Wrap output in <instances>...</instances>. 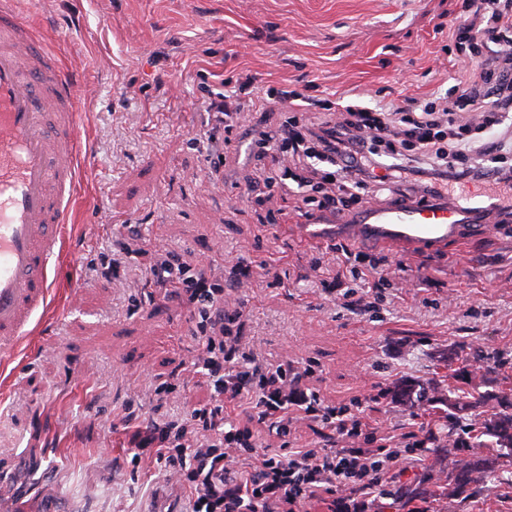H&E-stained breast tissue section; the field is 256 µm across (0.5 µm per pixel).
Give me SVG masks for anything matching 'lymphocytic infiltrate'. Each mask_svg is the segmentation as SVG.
Returning a JSON list of instances; mask_svg holds the SVG:
<instances>
[{"label": "lymphocytic infiltrate", "mask_w": 512, "mask_h": 512, "mask_svg": "<svg viewBox=\"0 0 512 512\" xmlns=\"http://www.w3.org/2000/svg\"><path fill=\"white\" fill-rule=\"evenodd\" d=\"M454 43L463 76L430 100L365 106L354 99L320 112L292 91L241 99L251 78L229 95L208 91L201 106L208 141L221 153V131L250 114L287 104L291 115L259 131L248 190H291L299 203L334 212L344 203L384 191L423 202L458 185L512 187V170L500 166L512 151V0H477L470 21L444 29ZM146 256L143 269L129 257ZM326 292L345 308L367 310L389 288L396 258L366 260L348 247L332 259ZM273 263L239 260L205 268L176 250L144 252L135 236L121 237L102 255L98 278L134 283L186 306L196 318L201 353L194 373L206 377L209 403L174 411V385L151 388L158 415L127 432L133 461L155 459L171 467L187 494L184 512H306L311 501L332 496L335 512H367L383 478L423 448V440L378 444L375 430L348 406L324 401L307 381L311 366L269 362L243 334L241 310H227L229 291L254 276L274 274ZM316 422L321 442L300 445L299 424Z\"/></svg>", "instance_id": "obj_1"}]
</instances>
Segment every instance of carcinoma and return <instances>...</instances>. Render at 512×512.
<instances>
[{"label": "carcinoma", "mask_w": 512, "mask_h": 512, "mask_svg": "<svg viewBox=\"0 0 512 512\" xmlns=\"http://www.w3.org/2000/svg\"><path fill=\"white\" fill-rule=\"evenodd\" d=\"M493 369L489 368L482 375L481 382L467 391L448 387V396H441L440 382L430 379L419 386L416 401L420 405L446 407L444 422L436 424V430L430 431L434 449L438 454L447 448H464L466 442L461 432L468 429L463 420L485 406H492L497 412L482 423V436L486 437L487 447L512 452V401L508 396L492 388L494 380L489 377ZM482 474V482L491 485L497 482L494 461L488 458L464 459L456 469L454 479L467 481L472 473Z\"/></svg>", "instance_id": "carcinoma-1"}]
</instances>
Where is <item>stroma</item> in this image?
I'll return each instance as SVG.
<instances>
[{
	"label": "stroma",
	"instance_id": "stroma-1",
	"mask_svg": "<svg viewBox=\"0 0 512 512\" xmlns=\"http://www.w3.org/2000/svg\"><path fill=\"white\" fill-rule=\"evenodd\" d=\"M18 16L60 55L81 129L74 228L56 272L55 315L12 366L0 395V512H179L170 467L132 463L126 430L154 415L150 382L180 385L176 400L205 403L199 354L183 307L95 278L113 240L135 232L208 266L274 262L232 293L246 334L269 360L311 365L325 401L352 405L380 435L429 433L436 421L398 388L448 375V354L499 352L512 388V223L493 236L435 251H403L378 309L350 312L314 269L324 247L302 241L300 216L260 223L245 194L254 130L233 129L223 166L209 148L203 85L247 73L255 91L291 90L321 102L350 89L389 101L428 98L458 72L439 18L462 0H16ZM425 277L409 294L408 281ZM487 448L425 451L388 479L368 512H512V491L486 502L478 482L457 483L459 459ZM59 489L41 498V485Z\"/></svg>",
	"mask_w": 512,
	"mask_h": 512
}]
</instances>
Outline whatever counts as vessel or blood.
Returning a JSON list of instances; mask_svg holds the SVG:
<instances>
[{
    "label": "vessel or blood",
    "mask_w": 512,
    "mask_h": 512,
    "mask_svg": "<svg viewBox=\"0 0 512 512\" xmlns=\"http://www.w3.org/2000/svg\"><path fill=\"white\" fill-rule=\"evenodd\" d=\"M80 134L55 53L0 0V366L12 364L51 308L50 279L73 221ZM488 195L370 207L349 218L356 240L388 249L442 248L493 232Z\"/></svg>",
    "instance_id": "vessel-or-blood-1"
}]
</instances>
